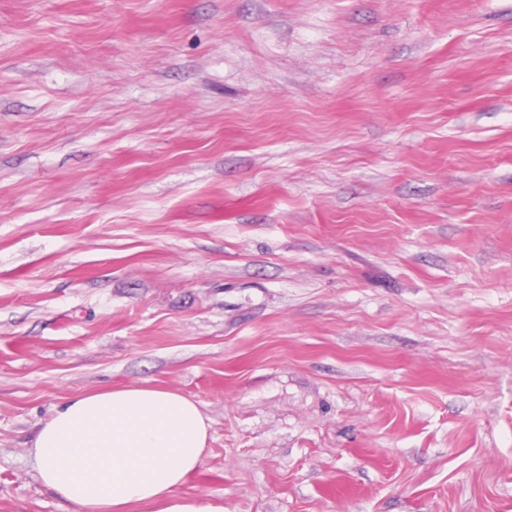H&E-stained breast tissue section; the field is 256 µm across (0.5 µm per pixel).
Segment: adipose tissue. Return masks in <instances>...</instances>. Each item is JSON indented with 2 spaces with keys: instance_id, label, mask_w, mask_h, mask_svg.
<instances>
[{
  "instance_id": "obj_1",
  "label": "adipose tissue",
  "mask_w": 512,
  "mask_h": 512,
  "mask_svg": "<svg viewBox=\"0 0 512 512\" xmlns=\"http://www.w3.org/2000/svg\"><path fill=\"white\" fill-rule=\"evenodd\" d=\"M210 428L179 392L106 388L64 399L39 425L29 454L40 482L72 512H224L179 494Z\"/></svg>"
}]
</instances>
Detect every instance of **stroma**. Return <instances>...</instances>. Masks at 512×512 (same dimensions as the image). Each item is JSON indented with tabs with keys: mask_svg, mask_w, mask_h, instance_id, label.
Instances as JSON below:
<instances>
[{
	"mask_svg": "<svg viewBox=\"0 0 512 512\" xmlns=\"http://www.w3.org/2000/svg\"><path fill=\"white\" fill-rule=\"evenodd\" d=\"M129 385L224 512H512V0H0V512Z\"/></svg>",
	"mask_w": 512,
	"mask_h": 512,
	"instance_id": "1",
	"label": "stroma"
}]
</instances>
